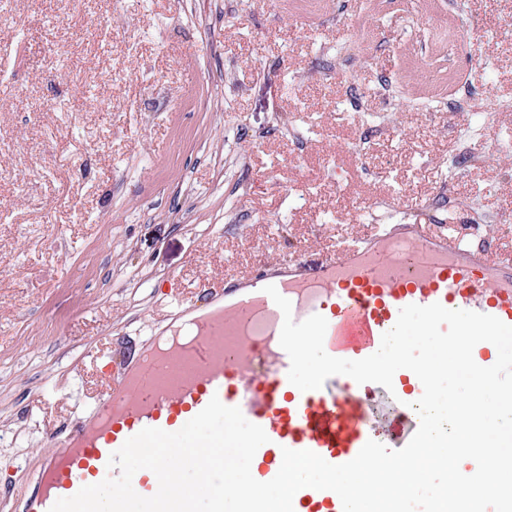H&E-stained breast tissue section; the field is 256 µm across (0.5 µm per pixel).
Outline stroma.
<instances>
[{"instance_id":"stroma-1","label":"stroma","mask_w":512,"mask_h":512,"mask_svg":"<svg viewBox=\"0 0 512 512\" xmlns=\"http://www.w3.org/2000/svg\"><path fill=\"white\" fill-rule=\"evenodd\" d=\"M0 0V512H16L83 404L203 283L365 235L362 203L458 220L512 257V112L472 137L489 163L449 173L490 97L512 99V0H466L465 54L437 41L441 0ZM341 14L333 22V14ZM360 38L349 71L324 52ZM401 75L403 105L358 153L377 97L341 123L348 83ZM465 78L467 112L416 105L424 74ZM305 131L296 156L286 130Z\"/></svg>"}]
</instances>
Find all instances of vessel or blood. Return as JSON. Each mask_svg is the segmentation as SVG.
<instances>
[{"label":"vessel or blood","instance_id":"1","mask_svg":"<svg viewBox=\"0 0 512 512\" xmlns=\"http://www.w3.org/2000/svg\"><path fill=\"white\" fill-rule=\"evenodd\" d=\"M275 286L300 322H328L325 351L359 360L377 350L401 308L433 303L492 315L512 325V263L479 256L464 238L429 224H390L369 238L310 261L294 255L247 276L210 283L202 309L185 303L178 317L151 336L104 397L84 411L57 451L42 460L26 512H49L57 499L118 476L108 460L144 428L181 429L211 400L240 408L269 441L255 454V478L278 473L283 449L309 450L328 463L354 459L368 440L405 447L419 423L407 415L373 418L381 398L419 400L422 383L410 370L395 373L392 389L376 383L300 391L288 380L290 359L279 339L283 314L266 293ZM294 512H343L331 490L300 489Z\"/></svg>","mask_w":512,"mask_h":512}]
</instances>
